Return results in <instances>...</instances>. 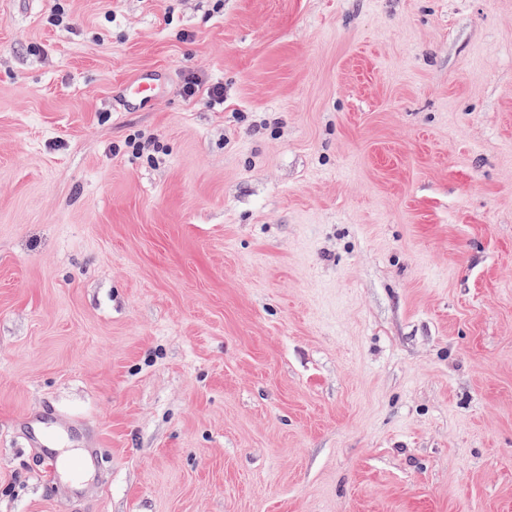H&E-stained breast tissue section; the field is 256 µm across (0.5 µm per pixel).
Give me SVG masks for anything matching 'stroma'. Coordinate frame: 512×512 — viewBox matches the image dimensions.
<instances>
[{
  "label": "stroma",
  "instance_id": "1",
  "mask_svg": "<svg viewBox=\"0 0 512 512\" xmlns=\"http://www.w3.org/2000/svg\"><path fill=\"white\" fill-rule=\"evenodd\" d=\"M0 512H512V0H0ZM120 89L125 98H134L148 104L159 97L161 84L153 75L139 74L124 82ZM183 92L189 97L202 94L206 96L212 105H223L224 103V88L223 86H210L204 88L198 77L191 75L186 79V83L183 86Z\"/></svg>",
  "mask_w": 512,
  "mask_h": 512
}]
</instances>
